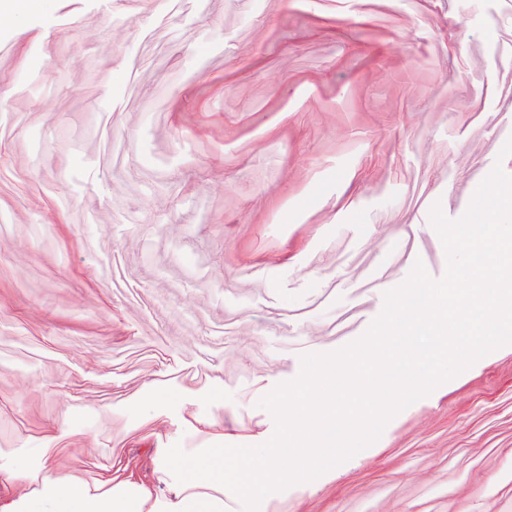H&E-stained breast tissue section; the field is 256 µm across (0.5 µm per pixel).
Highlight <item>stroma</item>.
Returning a JSON list of instances; mask_svg holds the SVG:
<instances>
[{
    "mask_svg": "<svg viewBox=\"0 0 512 512\" xmlns=\"http://www.w3.org/2000/svg\"><path fill=\"white\" fill-rule=\"evenodd\" d=\"M502 0H33L0 34V483L197 512L189 436L258 446L260 400L361 338L512 175ZM512 344L258 512H512Z\"/></svg>",
    "mask_w": 512,
    "mask_h": 512,
    "instance_id": "1",
    "label": "stroma"
}]
</instances>
